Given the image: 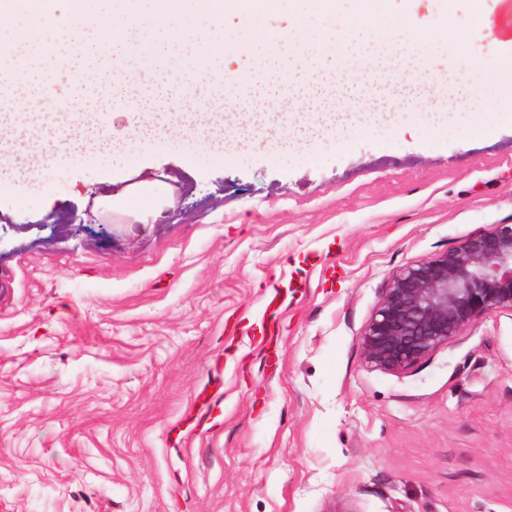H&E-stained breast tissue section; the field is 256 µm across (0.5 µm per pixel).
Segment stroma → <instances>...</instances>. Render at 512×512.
<instances>
[{
	"instance_id": "stroma-1",
	"label": "stroma",
	"mask_w": 512,
	"mask_h": 512,
	"mask_svg": "<svg viewBox=\"0 0 512 512\" xmlns=\"http://www.w3.org/2000/svg\"><path fill=\"white\" fill-rule=\"evenodd\" d=\"M458 51L500 44L470 27L437 68ZM99 85L108 134L129 103ZM317 153L172 143L0 196V512H512V314L399 373L358 342L398 271L512 224V124ZM143 160L180 180L170 215L83 223Z\"/></svg>"
}]
</instances>
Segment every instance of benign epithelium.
I'll list each match as a JSON object with an SVG mask.
<instances>
[{
    "label": "benign epithelium",
    "instance_id": "benign-epithelium-1",
    "mask_svg": "<svg viewBox=\"0 0 512 512\" xmlns=\"http://www.w3.org/2000/svg\"><path fill=\"white\" fill-rule=\"evenodd\" d=\"M493 311L512 313V224L473 231L396 273L359 344L370 367L397 373Z\"/></svg>",
    "mask_w": 512,
    "mask_h": 512
}]
</instances>
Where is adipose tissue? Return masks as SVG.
<instances>
[{"mask_svg":"<svg viewBox=\"0 0 512 512\" xmlns=\"http://www.w3.org/2000/svg\"><path fill=\"white\" fill-rule=\"evenodd\" d=\"M91 3L0 0V28L11 30L10 42L0 48V92L25 100L24 111H0L1 170H14L13 155L18 152L31 161L26 177L45 183L56 168L75 157L137 152L175 140L193 143L224 164L268 149L300 150L312 157L328 128L361 132L393 124L396 104L404 105L405 120L437 136L447 131L451 115L435 108L423 111L434 90L423 60L431 45H462L470 26L485 22L482 0H471L464 23L455 18L457 0H440L439 23L431 30L413 27L407 8L397 7L396 0H121L117 13L105 6L92 9ZM273 16L289 19V26L268 29ZM144 30L161 32L171 46H188L181 68L159 69L179 96L203 88L223 92L257 69L264 77L253 83L251 96L265 95L286 73L292 91L306 89L325 97L332 89L325 65L333 46H349L373 35L385 36L389 47L388 93L372 111L359 112L354 84L341 80L348 111L303 113L289 133L272 112H155L140 101L144 88L137 61L147 46L140 36ZM93 50L110 59L104 70L113 95L137 102L127 127L109 139L101 135L97 116L83 112L79 98L70 99L64 110L50 109L57 67L86 74L94 67L89 57ZM228 53L248 56L250 66H223ZM15 61L23 62L22 73L13 72ZM448 76L458 92L457 109L470 113L473 122L489 128L512 124L511 66L499 61L473 64L460 55L451 61ZM492 81L499 84L500 95L489 104L485 88ZM134 175V181L122 185L109 178V191L96 197L94 204L105 220L152 224L174 205L177 189L165 177L144 165Z\"/></svg>","mask_w":512,"mask_h":512,"instance_id":"obj_1","label":"adipose tissue"}]
</instances>
